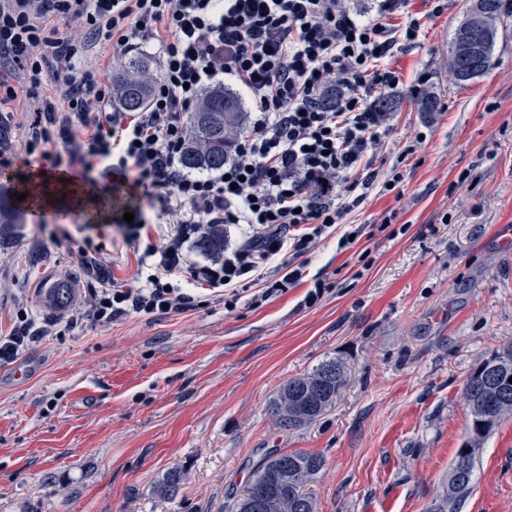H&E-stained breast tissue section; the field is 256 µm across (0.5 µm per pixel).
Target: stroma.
<instances>
[{"instance_id":"obj_1","label":"stroma","mask_w":512,"mask_h":512,"mask_svg":"<svg viewBox=\"0 0 512 512\" xmlns=\"http://www.w3.org/2000/svg\"><path fill=\"white\" fill-rule=\"evenodd\" d=\"M472 0H409L418 42L388 65L389 143L426 132L410 159L402 198L373 196L347 216L369 224L393 209L406 235L376 234L340 252L327 240L307 271L333 287L312 307L302 283L261 307L226 309L208 297L183 314L130 315L67 328L89 291L81 252L98 248L106 277L137 286L139 254L85 208L30 210L20 236L0 244V336L27 314L47 336L0 362V512H226L271 448L321 455L306 485L316 512H429L467 433L463 384L496 348L512 343V249L496 229L512 225V0L490 71L463 85L448 78V46ZM439 101L424 112L420 76ZM36 115L17 101L6 132L11 167ZM471 177L456 193L448 186ZM369 251L372 265L359 271ZM71 290L50 307L45 288ZM340 358L348 379L312 424L281 429L267 404L289 379ZM186 473L176 498L156 485ZM459 512H512V417L479 453L474 490Z\"/></svg>"}]
</instances>
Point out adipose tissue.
<instances>
[{
    "instance_id": "obj_1",
    "label": "adipose tissue",
    "mask_w": 512,
    "mask_h": 512,
    "mask_svg": "<svg viewBox=\"0 0 512 512\" xmlns=\"http://www.w3.org/2000/svg\"><path fill=\"white\" fill-rule=\"evenodd\" d=\"M27 200L43 209L62 208L77 204L86 207L94 220H105L106 206L96 200V187L74 179L70 175L56 172L45 175L33 172L27 181Z\"/></svg>"
}]
</instances>
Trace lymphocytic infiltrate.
Listing matches in <instances>:
<instances>
[{
    "mask_svg": "<svg viewBox=\"0 0 512 512\" xmlns=\"http://www.w3.org/2000/svg\"><path fill=\"white\" fill-rule=\"evenodd\" d=\"M373 2L376 15L365 18L347 0H0V108L22 92L37 101L27 155L104 178L133 174L152 201L177 200L189 214L157 244L143 241L144 211L124 224L125 242L143 248L142 287L104 282L98 256L84 251L97 287L70 325L184 313L198 307L199 288L224 290L228 309L245 292L262 304L302 283L322 240L336 238L345 251L362 238L365 225L346 218L371 195L402 197L404 167L424 136L407 138L389 169L376 166L388 116L368 100L398 85L385 61L413 44L420 26L412 17L392 24L407 0ZM150 39L161 70L149 108L113 110L112 85L88 57L99 45L121 55ZM46 77L64 85L60 100L37 99ZM227 80L248 97V128L224 167L191 174L181 166L186 114ZM332 89L334 106L321 107ZM201 224L247 232L200 266L186 244Z\"/></svg>",
    "mask_w": 512,
    "mask_h": 512,
    "instance_id": "obj_1",
    "label": "lymphocytic infiltrate"
}]
</instances>
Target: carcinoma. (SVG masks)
<instances>
[{
	"mask_svg": "<svg viewBox=\"0 0 512 512\" xmlns=\"http://www.w3.org/2000/svg\"><path fill=\"white\" fill-rule=\"evenodd\" d=\"M501 0H474L465 19L457 26L449 47L448 76L457 84L485 75L492 67ZM117 105L127 112L147 108L153 84L150 60L137 56L125 63L114 81ZM244 114L238 96L223 88L207 90L190 113L188 138L182 165L188 170H213L224 167L242 130ZM23 217L12 201L0 196V242L20 231ZM194 247L203 255L224 251V225L209 224L199 231ZM496 364L498 391L508 395V405L491 409L486 391L479 388L480 375L472 369L463 385V401L469 411L467 441L463 447L480 448L498 425L512 417V345H504L486 358ZM343 366L339 358L321 361L310 373L288 380L269 402L267 410L284 429L306 426L323 415L336 402V388L347 383L346 372L328 374ZM325 465L322 456L305 451L267 452L252 471L248 485L264 490L267 497L279 500L288 496V512H315V501L305 491L306 483ZM185 472L169 469L157 484L164 496L177 494ZM473 480H457L449 470L442 494L431 512H458L472 493Z\"/></svg>",
	"mask_w": 512,
	"mask_h": 512,
	"instance_id": "obj_1",
	"label": "carcinoma"
}]
</instances>
